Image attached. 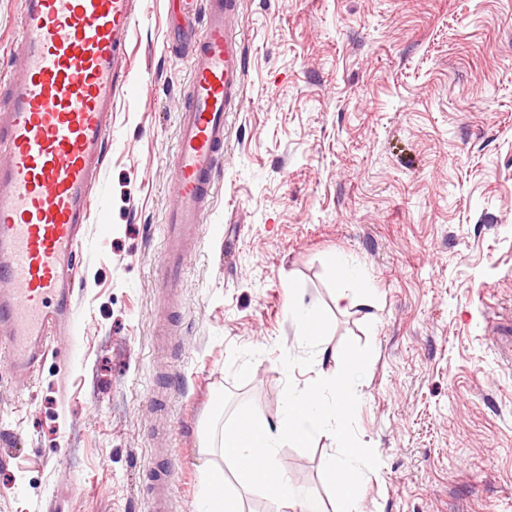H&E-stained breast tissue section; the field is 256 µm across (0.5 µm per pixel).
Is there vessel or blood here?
<instances>
[{
  "instance_id": "1",
  "label": "vessel or blood",
  "mask_w": 512,
  "mask_h": 512,
  "mask_svg": "<svg viewBox=\"0 0 512 512\" xmlns=\"http://www.w3.org/2000/svg\"><path fill=\"white\" fill-rule=\"evenodd\" d=\"M240 0H207L178 118L167 288L201 240L245 79ZM137 0H22V62L0 95V361L30 377L49 333L73 324L81 230L96 205L112 110L127 81Z\"/></svg>"
}]
</instances>
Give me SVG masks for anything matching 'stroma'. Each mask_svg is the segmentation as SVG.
Here are the masks:
<instances>
[{
    "label": "stroma",
    "mask_w": 512,
    "mask_h": 512,
    "mask_svg": "<svg viewBox=\"0 0 512 512\" xmlns=\"http://www.w3.org/2000/svg\"><path fill=\"white\" fill-rule=\"evenodd\" d=\"M204 7L138 14L74 333L53 335L29 386L0 363V512H151L159 476L173 512H196L216 465L242 512H300L243 489L205 423L222 390L281 421L286 380L336 375L349 339L373 350L363 512H512V0H243L242 106L163 336L161 226ZM20 10L0 0V85ZM336 262L358 272L355 305L336 303ZM295 300L328 312L331 356L289 374ZM335 451L327 436L278 449L323 512Z\"/></svg>",
    "instance_id": "stroma-1"
}]
</instances>
